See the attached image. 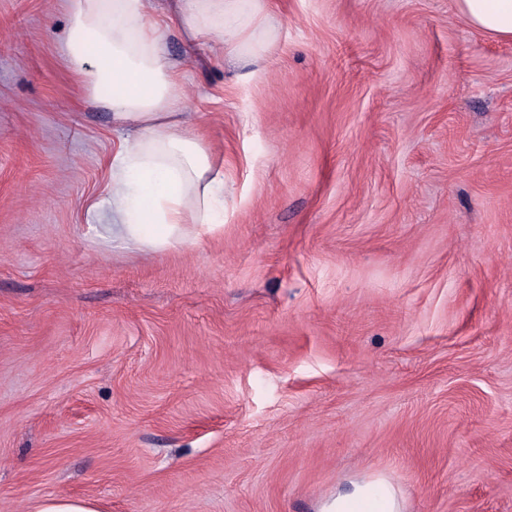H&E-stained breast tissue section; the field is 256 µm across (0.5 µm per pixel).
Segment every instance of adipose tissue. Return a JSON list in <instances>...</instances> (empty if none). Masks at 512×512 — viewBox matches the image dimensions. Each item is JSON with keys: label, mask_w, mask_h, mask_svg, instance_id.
Here are the masks:
<instances>
[{"label": "adipose tissue", "mask_w": 512, "mask_h": 512, "mask_svg": "<svg viewBox=\"0 0 512 512\" xmlns=\"http://www.w3.org/2000/svg\"><path fill=\"white\" fill-rule=\"evenodd\" d=\"M474 27L512 40V0H456ZM192 42L237 57L271 50L265 0H172ZM66 52L90 98L110 89L114 126L127 130L112 159L105 201L112 236L146 253L183 238L192 224L224 221V167L184 110L182 65L167 52V30L150 21L147 0H68ZM392 480L356 481L319 512H401Z\"/></svg>", "instance_id": "1"}]
</instances>
